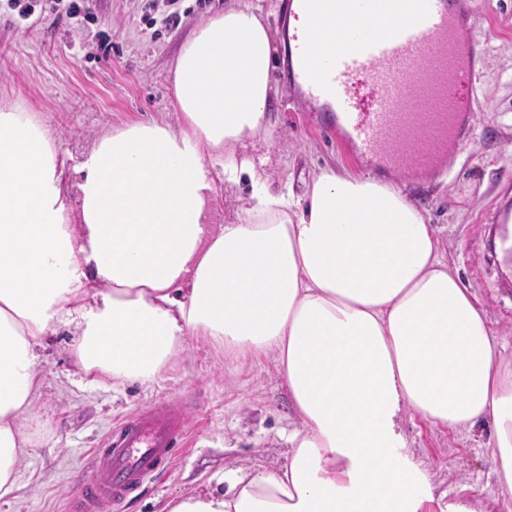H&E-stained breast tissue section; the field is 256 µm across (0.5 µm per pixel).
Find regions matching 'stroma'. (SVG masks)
Listing matches in <instances>:
<instances>
[{"mask_svg": "<svg viewBox=\"0 0 512 512\" xmlns=\"http://www.w3.org/2000/svg\"><path fill=\"white\" fill-rule=\"evenodd\" d=\"M229 5L178 0V20L170 26L160 22L165 6L153 0H87V21L68 18L55 0H40L19 25L0 10V102L44 119L71 165L112 128L141 121L178 126L170 106L172 66L196 26ZM289 21L288 0H265L279 88L269 112L273 135L254 138L241 153L263 160L271 190L299 197L322 168L358 177L372 164L356 160L328 133L326 113L302 112ZM473 33L486 56L472 134L450 178L408 182L401 190L436 224L449 267L460 270L494 328L512 337V269L494 258L490 236L499 206H512V0H475ZM104 35L112 43L110 58L91 56L90 47ZM73 342L69 327L44 340L42 397L21 422L31 446L20 489L15 498L0 499V512H65L74 480L88 474L91 451L112 425L162 400L187 408L189 445L126 512H162L171 498L204 490L212 476L237 465L274 471L287 462L294 421L272 357L236 359L192 338L154 384L89 386L71 353ZM404 426L438 491L453 496L463 485H478L477 512H492L496 486L478 434L437 429L418 417L406 418Z\"/></svg>", "mask_w": 512, "mask_h": 512, "instance_id": "1", "label": "stroma"}]
</instances>
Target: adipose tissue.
<instances>
[{
  "label": "adipose tissue",
  "instance_id": "1",
  "mask_svg": "<svg viewBox=\"0 0 512 512\" xmlns=\"http://www.w3.org/2000/svg\"><path fill=\"white\" fill-rule=\"evenodd\" d=\"M271 60L261 7L238 0L176 58L180 127L112 129L70 168L44 122L0 108V499L18 489L43 341L65 325L93 384L152 383L191 336L282 370L287 463L166 512H422L438 498L408 413L486 428L493 504L512 512V367L437 227L377 177L326 169L297 199L237 156L270 133ZM218 164L250 186L227 224L210 218Z\"/></svg>",
  "mask_w": 512,
  "mask_h": 512
}]
</instances>
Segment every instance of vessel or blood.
Returning <instances> with one entry per match:
<instances>
[{
  "label": "vessel or blood",
  "instance_id": "b4317fda",
  "mask_svg": "<svg viewBox=\"0 0 512 512\" xmlns=\"http://www.w3.org/2000/svg\"><path fill=\"white\" fill-rule=\"evenodd\" d=\"M307 28L295 78L331 133L356 159L393 179L446 171L468 140L483 46L471 33L474 0H299ZM182 404L120 422L94 449L67 512H124L167 473L187 433Z\"/></svg>",
  "mask_w": 512,
  "mask_h": 512
}]
</instances>
